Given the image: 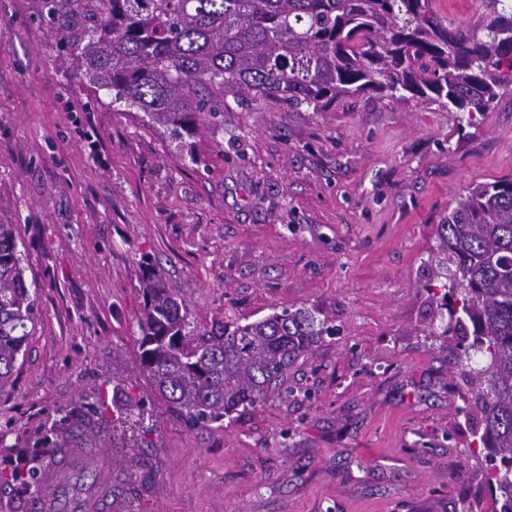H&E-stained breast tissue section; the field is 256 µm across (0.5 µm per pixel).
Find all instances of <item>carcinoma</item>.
Wrapping results in <instances>:
<instances>
[{"instance_id":"carcinoma-1","label":"carcinoma","mask_w":512,"mask_h":512,"mask_svg":"<svg viewBox=\"0 0 512 512\" xmlns=\"http://www.w3.org/2000/svg\"><path fill=\"white\" fill-rule=\"evenodd\" d=\"M103 16L79 57L90 85L141 112L174 138L214 124L232 105L285 102L327 112L375 91L418 99L457 114H483L512 90V0H482L472 26L440 17L432 0H87ZM429 261L448 280L442 303L455 324L466 381L459 411L476 407L484 483L512 512V177L481 183L436 225ZM17 225L0 224V391L11 383L35 326ZM140 366L153 390L192 426L265 401L284 371L323 336L302 311L240 324L191 326L188 311L152 263L143 269ZM141 431L144 401L121 385L112 405L85 410ZM45 450L3 469L0 484L38 488Z\"/></svg>"}]
</instances>
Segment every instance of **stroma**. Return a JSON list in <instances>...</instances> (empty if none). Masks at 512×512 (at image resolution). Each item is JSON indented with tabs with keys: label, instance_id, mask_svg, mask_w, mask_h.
Wrapping results in <instances>:
<instances>
[{
	"label": "stroma",
	"instance_id": "1",
	"mask_svg": "<svg viewBox=\"0 0 512 512\" xmlns=\"http://www.w3.org/2000/svg\"><path fill=\"white\" fill-rule=\"evenodd\" d=\"M0 0V224H14L36 320L0 393V468L38 450L61 409L123 383L154 424L95 418L61 447L58 512L104 474L134 512H492L476 416L428 262L476 184L512 176V91L471 123L375 91L328 112L233 107L177 141L94 90L77 57L99 23L82 0ZM197 329L302 310L329 335L262 404L189 426L139 364L142 260Z\"/></svg>",
	"mask_w": 512,
	"mask_h": 512
}]
</instances>
